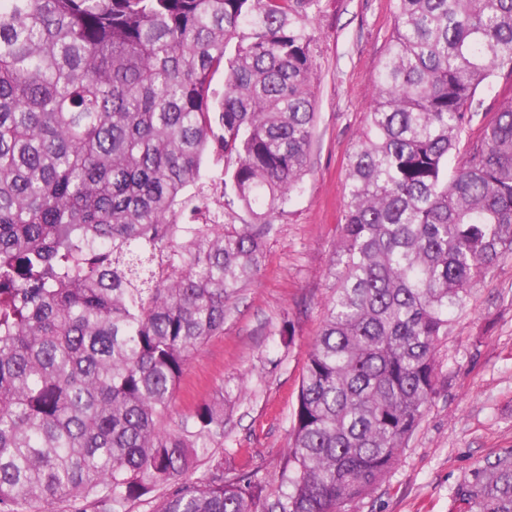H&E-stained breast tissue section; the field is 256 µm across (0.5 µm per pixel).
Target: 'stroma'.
Segmentation results:
<instances>
[{"label":"stroma","mask_w":512,"mask_h":512,"mask_svg":"<svg viewBox=\"0 0 512 512\" xmlns=\"http://www.w3.org/2000/svg\"><path fill=\"white\" fill-rule=\"evenodd\" d=\"M394 25V0H320L309 14L317 104L309 172L275 215L255 278L224 329L192 358L167 429L216 395L226 400V467L284 490L282 460L306 351L336 286L348 155L373 106L372 76ZM292 342L283 345L281 334ZM443 379L399 461L353 512H461L454 490L487 455L512 446V259L494 267L448 324Z\"/></svg>","instance_id":"35a3bbf8"}]
</instances>
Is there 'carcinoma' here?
I'll list each match as a JSON object with an SVG mask.
<instances>
[{"mask_svg":"<svg viewBox=\"0 0 512 512\" xmlns=\"http://www.w3.org/2000/svg\"><path fill=\"white\" fill-rule=\"evenodd\" d=\"M318 2L0 0V512H129L161 486L156 512H346L398 462L450 313L512 258V95L462 141L477 92L512 78V0H395L288 490L224 470V400L163 427L308 172ZM208 149L224 209L182 224L209 210ZM236 206L249 222L224 221ZM455 496L512 512V448Z\"/></svg>","mask_w":512,"mask_h":512,"instance_id":"1","label":"carcinoma"}]
</instances>
